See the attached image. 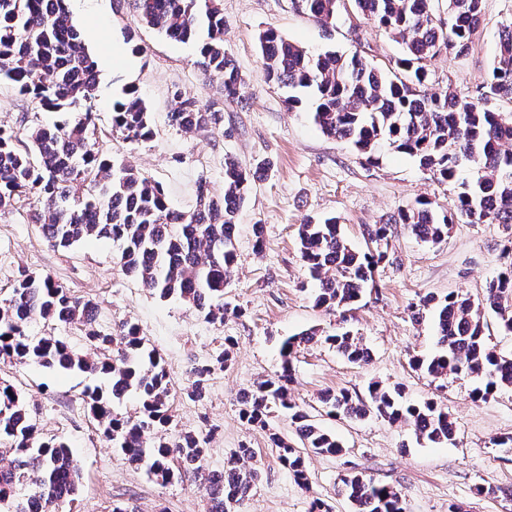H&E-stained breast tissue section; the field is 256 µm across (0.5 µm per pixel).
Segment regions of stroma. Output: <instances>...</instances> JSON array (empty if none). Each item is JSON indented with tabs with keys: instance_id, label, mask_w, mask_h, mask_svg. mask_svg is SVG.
<instances>
[{
	"instance_id": "stroma-1",
	"label": "stroma",
	"mask_w": 512,
	"mask_h": 512,
	"mask_svg": "<svg viewBox=\"0 0 512 512\" xmlns=\"http://www.w3.org/2000/svg\"><path fill=\"white\" fill-rule=\"evenodd\" d=\"M224 46L245 79V108L225 111L220 129L184 135L169 127L176 91H188L201 104L222 102L219 81L202 79L196 44L171 41L138 21L118 0H69L73 23L89 49L106 66L100 71L93 111L106 137L105 149L159 181L171 205L186 211L195 204V184L206 180L224 191V159L266 164L239 211L235 263L227 275L224 302L230 313L210 324L176 299H162L125 276L116 265L111 241L87 240L67 250L51 249L40 225L26 217L0 215V292L8 293L28 275H51L78 298L97 303L100 328L128 321L138 325L163 357L172 383L174 420L166 432L213 430L207 465L223 468L240 449H251L260 473L253 493L235 512H309L313 499L333 512H351L337 494L341 477L359 473L375 484L401 490L406 512H512L501 494L512 487V453L494 446L512 435V388L473 400V378L435 379L412 361L435 346L431 321L416 323L412 305L424 296L451 292L481 295L501 267L503 245L512 238L508 224L453 225L440 244L421 242L403 225L392 227L389 257L374 273L375 285L345 309L315 306L314 286L299 252L298 228L305 220L339 217L348 242L365 250V225L382 223L399 208L424 197L446 208L453 188L438 183L407 155L386 149L376 162L329 138L310 113L289 111L286 94L266 79L257 36L273 28L313 52L328 49L359 55L385 66L402 54L387 33L367 24L353 10L341 11L325 28L302 11L297 0H222ZM512 22V0H483L481 25L466 54H441L434 61L431 90L453 88L475 95L488 76L498 32ZM134 84L151 114L155 136L127 144L110 134L112 104ZM262 225L255 241L253 225ZM346 327L370 350L362 365L348 363L325 344L301 347L292 363L290 393L311 418L343 444L338 455L308 453V487L299 486L269 448L265 432L239 416V397L256 382L281 370L284 337L316 328L334 333ZM230 359L209 380L204 400L187 398L190 369L222 349ZM0 377L24 391L44 432L65 439L82 474L73 503L60 512H103L108 502L125 500L137 512H207V500L191 481L162 486L145 470L130 467L96 431L82 399L99 377L48 370L35 365H0ZM399 387L414 403L437 402L456 426L448 445L418 443L407 426L376 416L351 421L326 414L320 398L346 390L367 397L370 383Z\"/></svg>"
}]
</instances>
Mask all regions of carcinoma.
I'll list each match as a JSON object with an SVG mask.
<instances>
[{"instance_id": "cac0c4a2", "label": "carcinoma", "mask_w": 512, "mask_h": 512, "mask_svg": "<svg viewBox=\"0 0 512 512\" xmlns=\"http://www.w3.org/2000/svg\"><path fill=\"white\" fill-rule=\"evenodd\" d=\"M143 24L180 43L196 39L200 23L207 36L196 66L220 81L224 105L245 106V84L224 48L222 0H127ZM301 8L318 23H334L341 0H300ZM356 12L404 47L394 66H369L327 50L313 53L273 29L258 36L267 81L286 89L292 112H313L321 132L350 142L366 162L388 145L413 157L437 182L453 185L442 212L418 199L383 224L366 227L367 251L352 248L334 218L300 225V254L310 276L318 281L314 302L343 309L374 285V270L388 257L391 226L404 225L420 240L437 244L450 226L512 224V116L486 106L490 99L512 101V22L502 25L488 78L472 100L451 88L429 92L430 65L442 52L466 53L478 27L469 19L482 13V0H351ZM98 71L94 57L72 23L67 0H0V79L60 119L50 124L28 122L0 125V214L20 212L35 197L43 208L35 215L47 244L69 249L89 238L109 239L119 246L121 271L165 299L179 298L224 324V285L235 259L237 215L262 167H247L227 157L224 192L211 193L200 181L189 211L172 208L162 184L133 168L99 145L92 112ZM169 125L186 135L213 131L224 124V109L203 107L188 92L176 93ZM112 134L132 144L153 139L148 109L129 87L113 104ZM477 176L462 175L465 164ZM501 271L489 280L483 295L450 294L423 298L412 311L415 321L431 312L438 350L414 364L429 376L474 378L472 394L486 399L512 387V354L487 342V314L512 333V246L501 253ZM91 300L74 298L51 275L30 276L0 298V360L33 363L44 368L99 374L108 388L85 391L91 416L103 437L130 465L143 467L161 484L186 477L202 478L208 512H232L250 495L258 471L247 466L244 448L219 471H205L209 436L185 432L173 440L159 435L172 421L171 379L160 354L140 336L137 325L122 323L99 329L89 313ZM41 318L63 331L83 334L90 353L75 352L67 337L29 334ZM325 343L347 361L360 364L369 352L362 337L346 330L325 336L309 329L286 338L280 353L282 372L259 382L240 399V418L269 431L271 448L295 482L308 484L304 451L339 455L336 436L317 426L290 397L291 364L298 348ZM227 353L193 368L191 398L202 397L206 382L224 368ZM139 399L138 415L122 416L114 405L128 393ZM320 402L327 413L360 420L374 413L392 424L411 427L418 441L448 444L456 428L433 402L408 404L397 387L372 385L364 401L347 391L329 392ZM278 410L288 412L296 438L270 427ZM155 434L150 439L148 435ZM80 469L67 443L45 435L33 422L29 401L6 380L0 381V512H59L78 491ZM337 493L352 512H404L401 492L377 485L355 473L340 479Z\"/></svg>"}]
</instances>
